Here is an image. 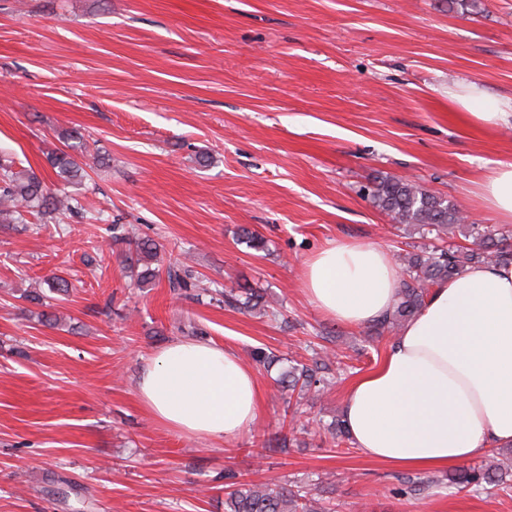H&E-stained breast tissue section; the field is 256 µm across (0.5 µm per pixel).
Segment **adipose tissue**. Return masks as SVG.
I'll use <instances>...</instances> for the list:
<instances>
[{"mask_svg":"<svg viewBox=\"0 0 512 512\" xmlns=\"http://www.w3.org/2000/svg\"><path fill=\"white\" fill-rule=\"evenodd\" d=\"M448 98L483 126L512 118V98L475 81ZM478 192L500 223H512V162L487 173ZM401 276L386 250L331 241L307 258L302 291L323 315L364 327L392 310ZM137 392L155 420L185 436L231 439L258 417L253 371L209 340L155 352ZM342 416L367 458L407 469L445 471L512 446V264L471 265L435 285L381 364L350 386Z\"/></svg>","mask_w":512,"mask_h":512,"instance_id":"obj_1","label":"adipose tissue"}]
</instances>
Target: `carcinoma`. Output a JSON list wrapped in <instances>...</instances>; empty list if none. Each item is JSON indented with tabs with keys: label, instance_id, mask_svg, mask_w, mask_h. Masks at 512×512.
I'll return each mask as SVG.
<instances>
[{
	"label": "carcinoma",
	"instance_id": "1",
	"mask_svg": "<svg viewBox=\"0 0 512 512\" xmlns=\"http://www.w3.org/2000/svg\"><path fill=\"white\" fill-rule=\"evenodd\" d=\"M70 148L79 150L73 155L64 150L54 151L49 163L56 175L68 184H79L87 175L86 144L78 140ZM369 196L376 207L405 227H415L422 234L433 236V242L399 256L404 270L396 292L392 311L373 325L375 334L397 333L425 304L429 288L445 281L465 267L477 263H512V231L496 228L480 229L464 224L465 218L455 205L440 194L424 191L416 183L396 177H385L373 185ZM36 214L51 223L58 214L82 215L84 205L73 195L51 192L34 172L14 170L13 161L0 158V224H25L26 215ZM465 243L448 245L446 239L461 232ZM238 239L254 250L266 247L264 238L247 227L240 229ZM112 241L130 245L126 257L127 269L135 284L143 288L160 275L159 244L148 236H132L122 224L112 225ZM170 287L188 292L198 287L195 270L188 265H170L167 270ZM223 303L247 312L258 311L275 315L272 301L253 289L235 292L216 289ZM332 363L313 360L312 363L289 361L288 368L278 379L281 388L301 396L317 398L330 385ZM512 468V459L504 457L496 464L463 467L448 474V486L464 488L482 484L497 485L503 474ZM441 477L408 476L404 493L415 494L442 483ZM224 512H329L322 500L303 487L256 481L229 471L224 474Z\"/></svg>",
	"mask_w": 512,
	"mask_h": 512
}]
</instances>
